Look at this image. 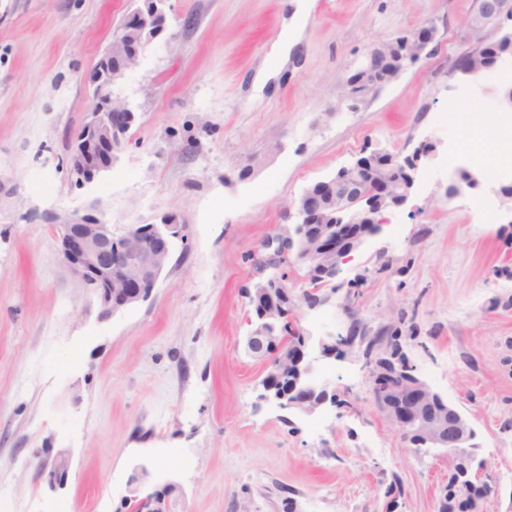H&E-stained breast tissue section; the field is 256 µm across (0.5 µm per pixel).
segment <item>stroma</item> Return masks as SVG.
<instances>
[{"label": "stroma", "instance_id": "stroma-1", "mask_svg": "<svg viewBox=\"0 0 512 512\" xmlns=\"http://www.w3.org/2000/svg\"><path fill=\"white\" fill-rule=\"evenodd\" d=\"M479 0H169L164 35L112 86L136 120L110 171L66 164L94 106L83 77L128 0H0V496L8 512H124L135 465L176 484L172 512H434L451 460L415 454L369 393L352 319L399 330L416 375L472 422L477 457L512 494V202L494 186L452 195L451 143L493 127L491 93L451 70ZM435 55L356 109L343 71L426 21ZM473 91L465 111L456 97ZM448 124L436 126L437 113ZM423 144L408 201L354 251L332 300L299 307L337 404L309 414L259 399L263 358L245 296L251 255L302 190L372 152ZM102 201L115 232L165 214L182 224L146 302L104 319L59 255L53 225ZM392 258L383 265L377 255ZM335 344L330 356L321 342ZM70 454L64 489L38 461Z\"/></svg>", "mask_w": 512, "mask_h": 512}]
</instances>
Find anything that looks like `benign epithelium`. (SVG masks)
Wrapping results in <instances>:
<instances>
[{"mask_svg":"<svg viewBox=\"0 0 512 512\" xmlns=\"http://www.w3.org/2000/svg\"><path fill=\"white\" fill-rule=\"evenodd\" d=\"M112 37L106 57L87 76L94 97L100 104L94 106L90 120L74 136L68 155V164L83 181L89 183L112 169L116 152L135 120V113L125 102L112 100V84L126 70L136 66L150 40L165 32L164 7L168 0H139ZM493 24L499 42L512 43V9L504 7L503 0H480V8L471 20V26L483 28ZM437 27L426 23L392 37L389 41L368 49L356 71L341 75V83L351 86L353 81L366 85L365 94L377 92L399 76L392 67L394 51H400L405 67H412L427 59L435 48ZM487 45L467 39L461 44L455 70L473 80L477 74L491 73L512 61L509 51L495 54L486 52ZM481 52L484 64L479 70L463 65L467 56ZM428 151L420 147L404 160L389 154L376 156L383 180L373 184L366 180L364 164L354 161L336 174L319 183L320 192L304 191L288 206L292 225H278L252 255V289L248 291L256 325L247 340L254 354H270V361L260 381L259 399L273 402L282 409L293 408L310 412L326 402H336V393L315 388L311 381V363L308 359V339L301 337L295 345L297 357L294 367L299 385L288 399L283 389L281 365L275 362L278 351L277 325L288 318V309L279 304L273 292L285 291L287 280L281 277L285 263L291 259L311 270L312 274L333 284L341 265L354 251L363 247L383 230L380 214L392 206L403 205L409 199L415 183L416 171ZM460 187L478 189L483 180L479 170L459 172ZM54 224L55 239L62 261L99 303L100 314L110 318L148 300L167 266L173 241L181 238L182 225L173 216L161 218L158 224H132L118 235L104 211L92 207L84 214H74L63 222L48 217ZM381 357L373 361L371 387L378 408L401 431L402 438L413 453L431 448L442 449L452 459L448 483L460 488L462 512H482L487 498L484 468L471 452L476 432L469 419L456 407L433 391L410 368L395 362L385 368L379 365ZM430 399L443 401L455 416L447 424L441 419H425L420 411ZM69 457L61 452L50 471L49 484L64 488L67 484ZM149 472L141 467L134 470L127 481L125 500L135 506V512H170L175 486L142 493V485ZM401 493L395 488L384 492L380 512H402Z\"/></svg>","mask_w":512,"mask_h":512,"instance_id":"1","label":"benign epithelium"}]
</instances>
